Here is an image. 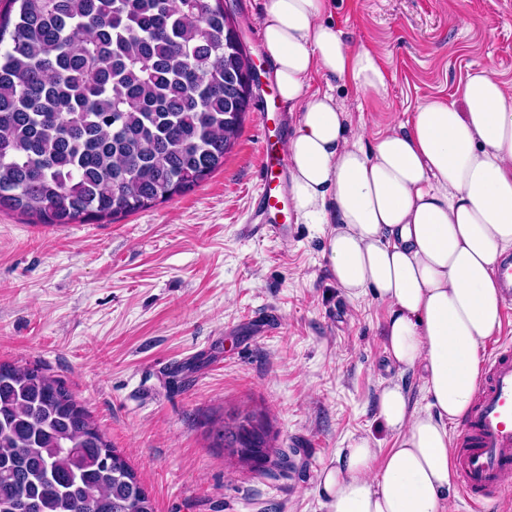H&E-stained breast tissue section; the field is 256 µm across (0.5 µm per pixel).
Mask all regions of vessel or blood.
<instances>
[{"instance_id": "vessel-or-blood-1", "label": "vessel or blood", "mask_w": 512, "mask_h": 512, "mask_svg": "<svg viewBox=\"0 0 512 512\" xmlns=\"http://www.w3.org/2000/svg\"><path fill=\"white\" fill-rule=\"evenodd\" d=\"M263 191L257 214L262 227L278 231L288 206L281 148L263 140L259 150ZM472 410L460 422L455 466L470 512H500L512 501V338L499 337L484 366Z\"/></svg>"}]
</instances>
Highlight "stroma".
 <instances>
[{"label":"stroma","mask_w":512,"mask_h":512,"mask_svg":"<svg viewBox=\"0 0 512 512\" xmlns=\"http://www.w3.org/2000/svg\"><path fill=\"white\" fill-rule=\"evenodd\" d=\"M253 62L266 0H224ZM350 46L374 53L383 95L332 85L367 131L422 102L454 98L472 67L512 81V0H332ZM253 87L223 167L193 191L113 223L32 224L0 210V363L58 378L134 468L156 512H326L317 485L351 440L385 458L396 437L376 413L383 380L411 402L419 373L390 369L386 306L329 276L321 225L272 236L248 219L264 130ZM265 413L287 468L270 477L218 448L224 415Z\"/></svg>","instance_id":"stroma-1"}]
</instances>
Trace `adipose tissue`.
<instances>
[{
	"label": "adipose tissue",
	"mask_w": 512,
	"mask_h": 512,
	"mask_svg": "<svg viewBox=\"0 0 512 512\" xmlns=\"http://www.w3.org/2000/svg\"><path fill=\"white\" fill-rule=\"evenodd\" d=\"M329 0H269L262 50L280 99L298 109L286 143L288 194L322 225L329 273L349 297L388 309L385 352L419 372L430 398L413 406L383 382L377 416L396 435L384 461L369 438L340 449L318 489L327 512H446L455 477L448 430L470 411L480 346L502 323L497 269L512 249V92L493 67L468 71L453 100L420 104L408 124L348 139L351 121L314 74L360 95L386 90L376 56L352 49Z\"/></svg>",
	"instance_id": "adipose-tissue-1"
}]
</instances>
